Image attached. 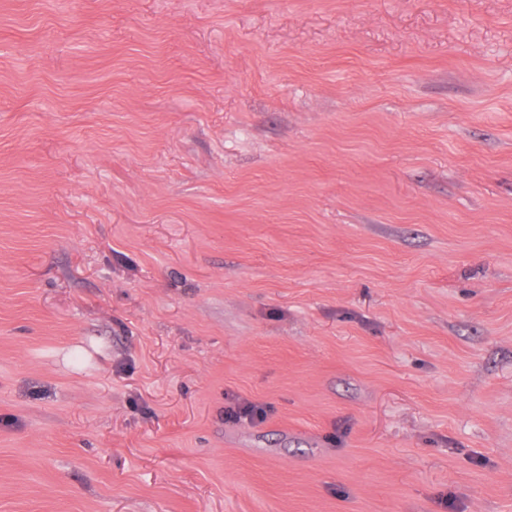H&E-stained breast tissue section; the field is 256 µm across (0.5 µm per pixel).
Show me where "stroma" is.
<instances>
[{
    "label": "stroma",
    "mask_w": 512,
    "mask_h": 512,
    "mask_svg": "<svg viewBox=\"0 0 512 512\" xmlns=\"http://www.w3.org/2000/svg\"><path fill=\"white\" fill-rule=\"evenodd\" d=\"M0 512H512V0H0ZM267 418V406L248 399H235L232 406L224 409V420L232 423L247 421L259 423Z\"/></svg>",
    "instance_id": "35a3bbf8"
}]
</instances>
